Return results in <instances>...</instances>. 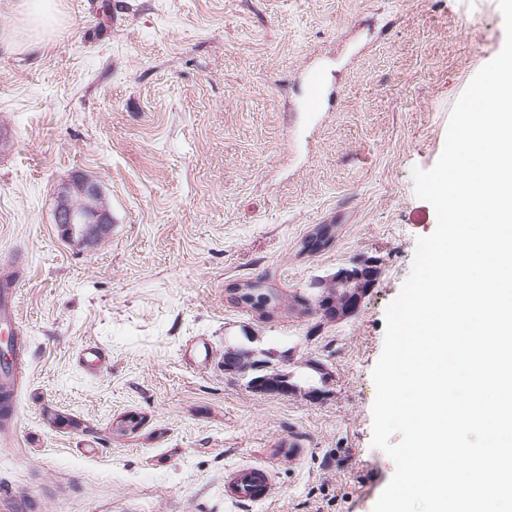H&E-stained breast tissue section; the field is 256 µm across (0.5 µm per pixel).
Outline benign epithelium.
Returning <instances> with one entry per match:
<instances>
[{
	"label": "benign epithelium",
	"mask_w": 512,
	"mask_h": 512,
	"mask_svg": "<svg viewBox=\"0 0 512 512\" xmlns=\"http://www.w3.org/2000/svg\"><path fill=\"white\" fill-rule=\"evenodd\" d=\"M75 195L81 199L77 206L70 203ZM54 220L62 237L83 243L100 238L111 223L99 185L84 176H75L62 185Z\"/></svg>",
	"instance_id": "7a95c632"
}]
</instances>
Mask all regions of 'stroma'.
<instances>
[{"label": "stroma", "instance_id": "1", "mask_svg": "<svg viewBox=\"0 0 512 512\" xmlns=\"http://www.w3.org/2000/svg\"><path fill=\"white\" fill-rule=\"evenodd\" d=\"M42 45L0 0V269L20 265L17 416L0 512H372L385 313L436 228L413 168L504 44L496 0H59ZM322 74L307 115L306 69ZM98 181L112 222L61 237L57 190ZM330 225L327 247L307 251ZM376 263L338 320L295 307ZM284 297L269 318L230 290ZM101 348L99 373L78 364ZM268 354L326 397L250 391L224 351ZM264 501L224 497L232 468Z\"/></svg>", "mask_w": 512, "mask_h": 512}]
</instances>
